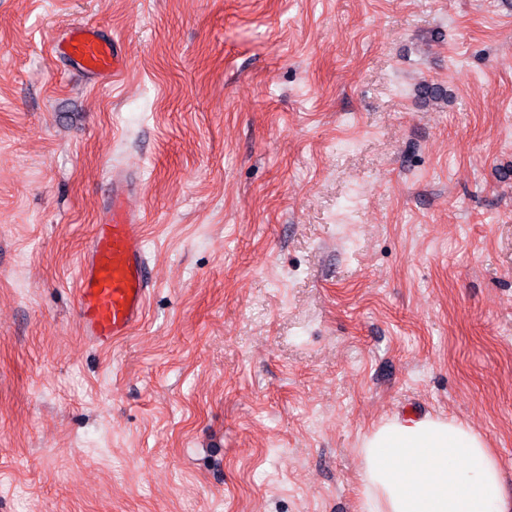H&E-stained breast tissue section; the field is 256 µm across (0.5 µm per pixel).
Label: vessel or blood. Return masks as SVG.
<instances>
[{"mask_svg": "<svg viewBox=\"0 0 512 512\" xmlns=\"http://www.w3.org/2000/svg\"><path fill=\"white\" fill-rule=\"evenodd\" d=\"M56 53L87 78L97 81L124 73L127 61L110 39L93 27L75 28L55 46ZM135 182L113 175L103 223L95 225L81 264L77 288L80 328L106 349L142 322L150 297V275L142 246L143 216L127 205Z\"/></svg>", "mask_w": 512, "mask_h": 512, "instance_id": "obj_1", "label": "vessel or blood"}]
</instances>
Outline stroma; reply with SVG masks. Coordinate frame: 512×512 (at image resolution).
Returning a JSON list of instances; mask_svg holds the SVG:
<instances>
[{"label":"stroma","mask_w":512,"mask_h":512,"mask_svg":"<svg viewBox=\"0 0 512 512\" xmlns=\"http://www.w3.org/2000/svg\"><path fill=\"white\" fill-rule=\"evenodd\" d=\"M78 23L117 81L54 53ZM510 123L512 0H0V512H358L408 412L512 497ZM116 171L154 283L102 350Z\"/></svg>","instance_id":"1"}]
</instances>
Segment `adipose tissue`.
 I'll return each instance as SVG.
<instances>
[{
    "instance_id": "ef3b65f1",
    "label": "adipose tissue",
    "mask_w": 512,
    "mask_h": 512,
    "mask_svg": "<svg viewBox=\"0 0 512 512\" xmlns=\"http://www.w3.org/2000/svg\"><path fill=\"white\" fill-rule=\"evenodd\" d=\"M360 448L359 512H512L496 455L456 420L387 419Z\"/></svg>"
}]
</instances>
